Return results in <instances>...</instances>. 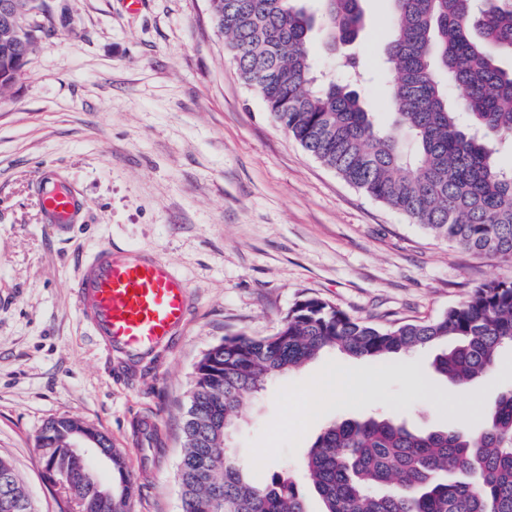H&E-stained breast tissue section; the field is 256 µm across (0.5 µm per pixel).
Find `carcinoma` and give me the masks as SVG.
I'll return each instance as SVG.
<instances>
[{
	"mask_svg": "<svg viewBox=\"0 0 512 512\" xmlns=\"http://www.w3.org/2000/svg\"><path fill=\"white\" fill-rule=\"evenodd\" d=\"M209 0L225 45L245 84L302 148L367 196L462 248L512 260V0H391L386 62L397 79L392 120L375 125L354 84L358 62L344 60L347 78L316 74L310 43L321 23L330 45L354 41L363 23L361 0ZM11 26L0 27V96L39 44L30 12L50 6L20 0ZM462 89L451 103L439 80ZM435 370L466 385L494 371L512 348V279H495L433 321L379 326L317 298L298 301L278 331L238 334L199 362L177 468L182 512H308L290 478L260 481L227 451L225 434L242 402L273 378L296 370L326 349L382 359L442 343ZM80 421L47 423L39 440L45 468L71 476V512H129L133 480L112 453V483H99L87 462L71 456ZM304 466L323 512H512V385L468 424L414 431L393 418H347L324 426ZM0 512H35L12 463L0 457Z\"/></svg>",
	"mask_w": 512,
	"mask_h": 512,
	"instance_id": "obj_1",
	"label": "carcinoma"
}]
</instances>
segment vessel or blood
<instances>
[{
    "instance_id": "vessel-or-blood-1",
    "label": "vessel or blood",
    "mask_w": 512,
    "mask_h": 512,
    "mask_svg": "<svg viewBox=\"0 0 512 512\" xmlns=\"http://www.w3.org/2000/svg\"><path fill=\"white\" fill-rule=\"evenodd\" d=\"M43 223H82L84 203L56 171L34 183ZM76 299L96 344L129 356L160 348L184 326L189 309L182 279L165 261L101 248L79 267Z\"/></svg>"
}]
</instances>
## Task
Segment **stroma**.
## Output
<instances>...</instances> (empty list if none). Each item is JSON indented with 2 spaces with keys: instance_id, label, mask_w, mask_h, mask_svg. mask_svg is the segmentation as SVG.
<instances>
[{
  "instance_id": "1",
  "label": "stroma",
  "mask_w": 512,
  "mask_h": 512,
  "mask_svg": "<svg viewBox=\"0 0 512 512\" xmlns=\"http://www.w3.org/2000/svg\"><path fill=\"white\" fill-rule=\"evenodd\" d=\"M47 31L0 98V457L37 512H63L36 438L71 417L107 435L133 476L130 512H181L175 479L197 362L224 337L270 336L296 302L321 299L379 324L432 321L512 261L436 238L310 156L241 80L208 0H47ZM349 51L376 124L391 119L387 0H363ZM55 168L84 200L83 223H42L32 183ZM158 257L181 275L187 324L170 343L107 358L75 300L98 249ZM436 348L381 361L324 352L246 399L228 445L260 479L289 473L322 504L303 458L334 418L394 416L415 429L462 421L512 383L460 387Z\"/></svg>"
}]
</instances>
